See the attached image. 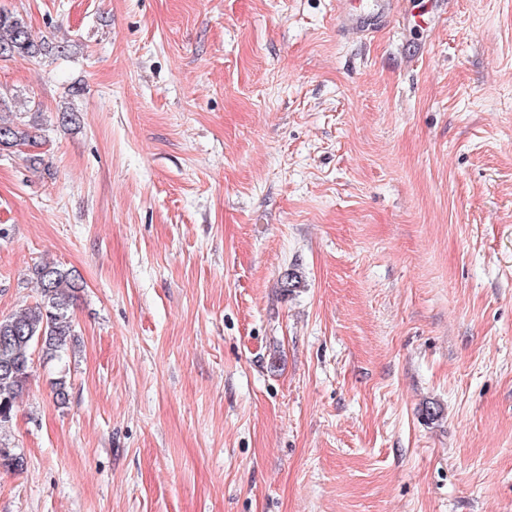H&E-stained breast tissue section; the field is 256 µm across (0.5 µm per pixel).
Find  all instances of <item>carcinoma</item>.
Instances as JSON below:
<instances>
[{"instance_id": "cac0c4a2", "label": "carcinoma", "mask_w": 512, "mask_h": 512, "mask_svg": "<svg viewBox=\"0 0 512 512\" xmlns=\"http://www.w3.org/2000/svg\"><path fill=\"white\" fill-rule=\"evenodd\" d=\"M53 44L33 38L24 18L0 10V60H38L52 53ZM40 145L36 128L22 120L0 119V150ZM40 300L18 314L0 318V425L10 422L17 402L32 376V353L39 349L53 360L78 342L70 311L80 292L79 276L53 262L34 266Z\"/></svg>"}]
</instances>
